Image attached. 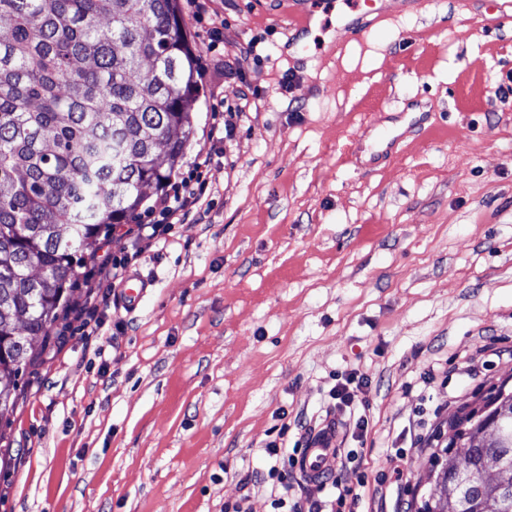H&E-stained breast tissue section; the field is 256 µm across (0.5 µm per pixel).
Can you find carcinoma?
Returning <instances> with one entry per match:
<instances>
[{"instance_id":"1","label":"carcinoma","mask_w":512,"mask_h":512,"mask_svg":"<svg viewBox=\"0 0 512 512\" xmlns=\"http://www.w3.org/2000/svg\"><path fill=\"white\" fill-rule=\"evenodd\" d=\"M0 420L88 248L144 210L183 155L198 96L178 0H0ZM165 147L168 167L156 162ZM421 512H512V392L455 424ZM495 479L459 486L451 471Z\"/></svg>"}]
</instances>
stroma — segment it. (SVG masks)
<instances>
[{"label": "stroma", "mask_w": 512, "mask_h": 512, "mask_svg": "<svg viewBox=\"0 0 512 512\" xmlns=\"http://www.w3.org/2000/svg\"><path fill=\"white\" fill-rule=\"evenodd\" d=\"M215 7L220 40L184 18L199 95L173 171L206 162L203 216L81 268L0 426V512H272L265 443L351 409L370 420L336 438L355 512H418L455 421L512 389V8L380 0L300 53L308 0ZM108 254L149 281L136 310L98 283ZM351 371L363 387L328 412Z\"/></svg>", "instance_id": "1"}]
</instances>
